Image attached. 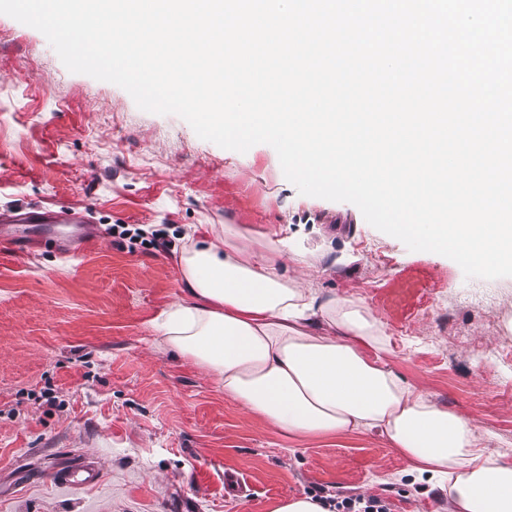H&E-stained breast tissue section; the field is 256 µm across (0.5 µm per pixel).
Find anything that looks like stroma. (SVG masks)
<instances>
[{
	"mask_svg": "<svg viewBox=\"0 0 512 512\" xmlns=\"http://www.w3.org/2000/svg\"><path fill=\"white\" fill-rule=\"evenodd\" d=\"M43 207L89 211L96 235L26 252L0 241V512H269L300 493L449 512L446 493L401 479L380 435L288 439L157 348L180 243L132 250L116 224L293 240L319 266L311 288L361 300L394 369L512 460V277L469 279L408 250L355 205L300 194L270 145L239 153L142 111L0 14V212ZM85 465L96 483L57 482Z\"/></svg>",
	"mask_w": 512,
	"mask_h": 512,
	"instance_id": "35a3bbf8",
	"label": "stroma"
}]
</instances>
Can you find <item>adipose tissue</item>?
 <instances>
[{
	"label": "adipose tissue",
	"instance_id": "ef3b65f1",
	"mask_svg": "<svg viewBox=\"0 0 512 512\" xmlns=\"http://www.w3.org/2000/svg\"><path fill=\"white\" fill-rule=\"evenodd\" d=\"M285 240L225 225L178 255L181 294L155 319L159 344L290 439L375 431L407 472L448 487L453 512H512V464L472 421L440 406L386 358L388 336L359 300L318 295Z\"/></svg>",
	"mask_w": 512,
	"mask_h": 512
}]
</instances>
